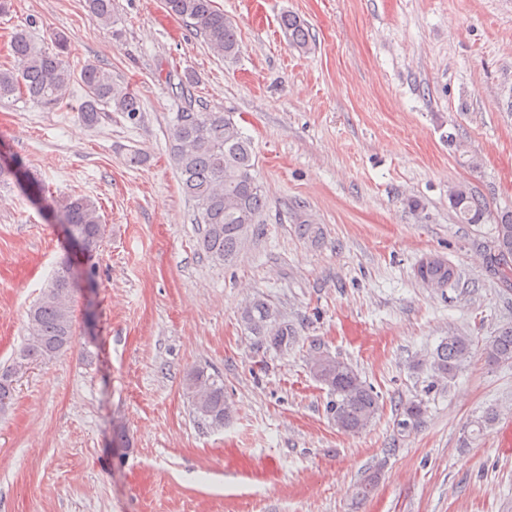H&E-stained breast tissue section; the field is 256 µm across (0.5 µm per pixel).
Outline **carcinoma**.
<instances>
[{"label": "carcinoma", "mask_w": 512, "mask_h": 512, "mask_svg": "<svg viewBox=\"0 0 512 512\" xmlns=\"http://www.w3.org/2000/svg\"><path fill=\"white\" fill-rule=\"evenodd\" d=\"M92 20L108 26L112 20V0H85ZM166 12L193 25L203 34L216 54L234 57L239 53L237 32L213 0H164ZM280 26L288 41L299 49L309 43V31L292 14H284ZM65 41L55 39L51 50L37 42L27 31H17L11 41L13 65L0 68V99L22 94L31 101H58L68 85L79 78L86 89L79 112L83 122L94 125L102 108L125 114L133 124L140 122L142 106L133 93L112 84V76L101 67L88 63L76 74L64 55ZM171 159L179 174L183 194L192 202L194 221L204 225L201 245L213 261H234L257 225L263 223L267 197L255 173L250 139L230 113L194 111L175 113L172 120ZM448 199L461 224H482L488 217L486 202L464 185L448 190ZM61 221L70 225L71 238L92 252L99 248L104 225L96 203L86 196H73L57 207ZM493 259L504 282L512 281V211H502L495 222ZM452 264L439 258L418 266L417 277L434 288H443L456 280ZM82 273L61 262L40 301L27 314V339L12 364L0 368V413L14 400L12 375L21 364L38 365L67 352L74 342V301ZM241 321L258 343L286 350L296 332L277 308L266 298L256 297L240 312ZM471 337L450 333L436 349L429 363L432 383L453 379L472 353ZM490 366L512 364V325L501 326L483 348ZM313 376L328 388L331 399L327 414L336 427L358 434L372 426L379 412L378 395L348 363L328 355L311 358ZM187 388L195 413L214 427L224 426L229 416L221 379L196 371L189 375ZM425 409L420 401L401 406L398 426L404 431L416 429Z\"/></svg>", "instance_id": "carcinoma-1"}]
</instances>
